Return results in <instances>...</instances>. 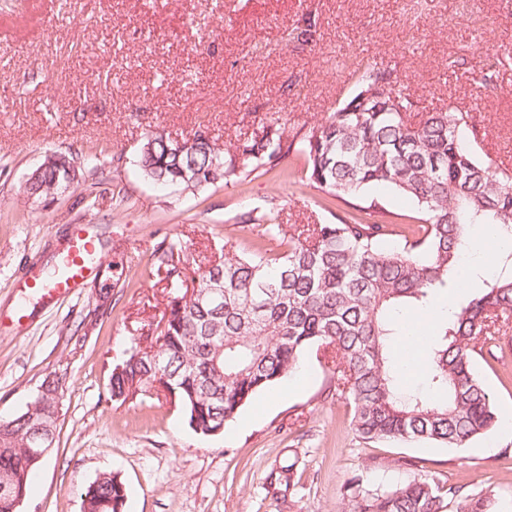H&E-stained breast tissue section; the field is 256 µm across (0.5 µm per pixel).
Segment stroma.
<instances>
[{"label": "stroma", "mask_w": 512, "mask_h": 512, "mask_svg": "<svg viewBox=\"0 0 512 512\" xmlns=\"http://www.w3.org/2000/svg\"><path fill=\"white\" fill-rule=\"evenodd\" d=\"M306 41L291 30L305 16ZM503 59L474 90L485 53ZM394 68L420 112L472 108L478 146L512 160V0H0V420L21 413L43 379L62 378L59 438L21 512H81L80 494L111 473L125 512H340L417 476L467 493L493 492L512 512V329L476 367L501 424L464 448L370 441L348 401L329 396L333 365L311 352L277 400L258 394L222 434L203 436L153 390L113 400L110 379L133 338L154 336L174 292L154 266L181 243L205 271L228 250L251 249L241 212L282 206L285 224H328L335 200L309 181L267 174L190 194L144 179L145 132L177 138L198 123L248 137L281 108L314 124L347 94L359 59ZM72 156L79 180L46 204L25 192L50 153ZM101 241L100 269L79 294L44 308L18 290L28 262L50 274L70 225ZM28 313L12 324L17 309Z\"/></svg>", "instance_id": "stroma-1"}]
</instances>
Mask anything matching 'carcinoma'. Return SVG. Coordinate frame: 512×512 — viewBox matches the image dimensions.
<instances>
[{
    "label": "carcinoma",
    "instance_id": "obj_1",
    "mask_svg": "<svg viewBox=\"0 0 512 512\" xmlns=\"http://www.w3.org/2000/svg\"><path fill=\"white\" fill-rule=\"evenodd\" d=\"M500 64L499 54H486L472 82L487 86ZM347 81L350 90L336 110L313 126L291 129L278 115L233 142H219L204 123L180 139L159 129L146 135L138 168L155 184L195 194L242 184L298 158L309 180L344 209L332 224L289 230L275 207L245 212L240 223L261 240L277 241V249L259 242L196 279L181 262V245L160 246L156 260L167 285L181 294L169 300L160 336L134 340L113 369L112 399L144 396L162 384L194 432L215 436L315 350L335 365L333 392L352 402L365 439L462 448L494 429V399L475 356L494 354L512 327V249L495 256L498 275L482 279L436 326L425 350L432 395L402 388L393 343L403 333V308L426 310L436 292L451 287L471 228L512 242V176L479 158L470 108L425 112L412 123L417 100L393 70L360 62ZM70 164L65 154L46 156L30 195L43 202L67 190ZM389 193L412 201L413 213L371 220ZM391 237L400 246L384 247ZM58 388L59 380L46 377L24 411L0 422V512H19L49 453L31 447L28 434L57 413ZM459 492L415 477L356 496L343 512H448L452 502L455 512H490V495ZM125 503L126 488L110 473L81 493V512H123Z\"/></svg>",
    "mask_w": 512,
    "mask_h": 512
}]
</instances>
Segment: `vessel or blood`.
I'll return each mask as SVG.
<instances>
[{
  "label": "vessel or blood",
  "instance_id": "obj_1",
  "mask_svg": "<svg viewBox=\"0 0 512 512\" xmlns=\"http://www.w3.org/2000/svg\"><path fill=\"white\" fill-rule=\"evenodd\" d=\"M63 264L51 280H44L38 264H30L23 276V286L38 292L43 307L77 294L96 270L98 245L83 225L70 227L69 237L61 248Z\"/></svg>",
  "mask_w": 512,
  "mask_h": 512
}]
</instances>
